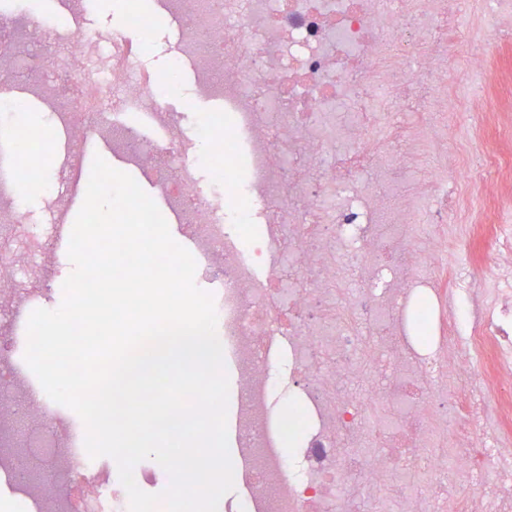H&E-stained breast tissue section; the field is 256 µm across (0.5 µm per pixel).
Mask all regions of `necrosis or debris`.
<instances>
[{"instance_id": "obj_1", "label": "necrosis or debris", "mask_w": 512, "mask_h": 512, "mask_svg": "<svg viewBox=\"0 0 512 512\" xmlns=\"http://www.w3.org/2000/svg\"><path fill=\"white\" fill-rule=\"evenodd\" d=\"M186 35L195 97L222 127L183 126L163 80L140 68L150 19L62 31L32 0H0V101L24 82L59 128L111 136L188 213L196 285L213 300L232 375V461L250 496L220 512H512V285L492 308L473 288L485 212L511 211L512 122L487 107L507 78L489 36L512 35V0H164ZM149 107L144 141L113 104ZM465 123V138L448 132ZM0 145V333L27 344L28 282L44 258L20 185L32 167ZM460 225L449 238V225ZM361 392H353L352 382ZM61 404L0 355V480L22 512H129L116 462L69 447ZM287 438L271 450L268 430Z\"/></svg>"}]
</instances>
